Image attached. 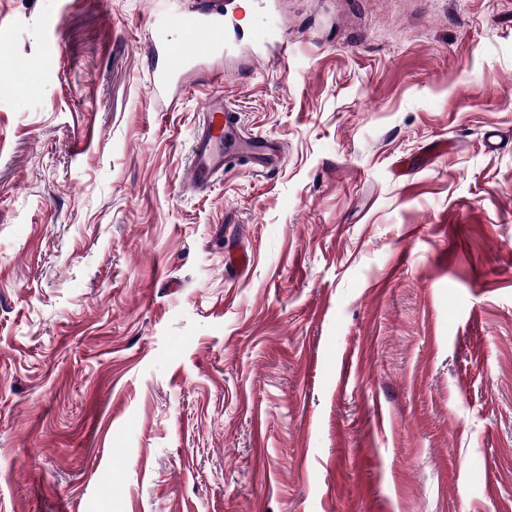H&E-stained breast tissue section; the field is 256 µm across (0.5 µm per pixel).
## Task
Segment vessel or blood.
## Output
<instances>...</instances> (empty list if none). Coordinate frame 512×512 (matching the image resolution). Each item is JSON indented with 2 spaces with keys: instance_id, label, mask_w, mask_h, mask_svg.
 <instances>
[{
  "instance_id": "b4317fda",
  "label": "vessel or blood",
  "mask_w": 512,
  "mask_h": 512,
  "mask_svg": "<svg viewBox=\"0 0 512 512\" xmlns=\"http://www.w3.org/2000/svg\"><path fill=\"white\" fill-rule=\"evenodd\" d=\"M211 14V9L200 8L182 16L183 37L174 46L162 50L156 42H149L147 57L162 61L158 85H166L183 74L191 62L211 56L222 45L224 29L211 22ZM242 155L260 170L274 169L282 159L281 153L271 149L267 137L245 128L240 112L223 98H210L194 134L190 161L180 177L181 191L199 194L210 190L228 164Z\"/></svg>"
}]
</instances>
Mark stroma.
Instances as JSON below:
<instances>
[{
    "mask_svg": "<svg viewBox=\"0 0 512 512\" xmlns=\"http://www.w3.org/2000/svg\"><path fill=\"white\" fill-rule=\"evenodd\" d=\"M199 2L0 0V512H512V0ZM211 15L221 13L210 8H200L181 17L182 39L161 53L163 62L156 76L159 86L166 85L177 75H183L191 62L211 56L223 44L222 25L205 20V17ZM240 154L260 170H272L282 159L281 152L271 149L267 137L244 127L241 113L224 103V98H210L194 134L190 161L180 177L181 191L207 192Z\"/></svg>",
    "mask_w": 512,
    "mask_h": 512,
    "instance_id": "1",
    "label": "stroma"
}]
</instances>
